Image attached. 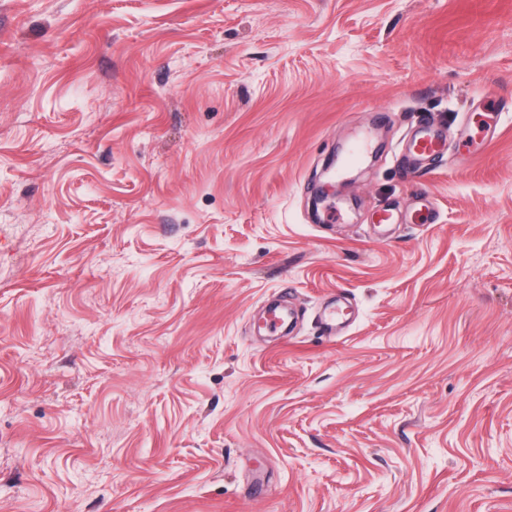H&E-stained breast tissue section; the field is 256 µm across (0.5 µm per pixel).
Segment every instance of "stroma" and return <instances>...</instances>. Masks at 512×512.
<instances>
[{
    "mask_svg": "<svg viewBox=\"0 0 512 512\" xmlns=\"http://www.w3.org/2000/svg\"><path fill=\"white\" fill-rule=\"evenodd\" d=\"M0 512H512V0H0ZM447 144L448 135L423 120L420 128L412 132L404 145L403 169L406 175L419 173L425 161L442 156Z\"/></svg>",
    "mask_w": 512,
    "mask_h": 512,
    "instance_id": "obj_1",
    "label": "stroma"
}]
</instances>
